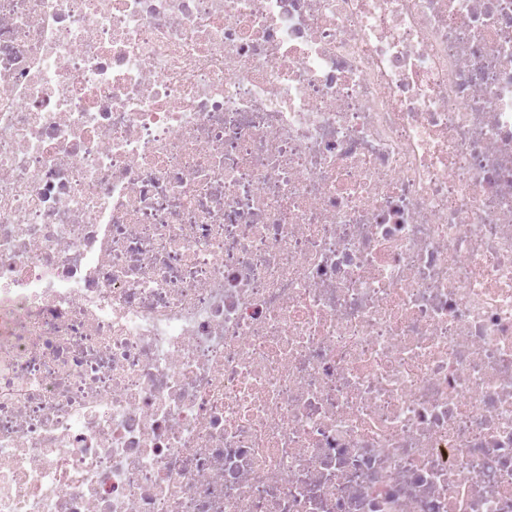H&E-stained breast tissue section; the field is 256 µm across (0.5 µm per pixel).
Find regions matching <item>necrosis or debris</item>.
<instances>
[{
	"label": "necrosis or debris",
	"instance_id": "1",
	"mask_svg": "<svg viewBox=\"0 0 512 512\" xmlns=\"http://www.w3.org/2000/svg\"><path fill=\"white\" fill-rule=\"evenodd\" d=\"M0 512H512V0H0Z\"/></svg>",
	"mask_w": 512,
	"mask_h": 512
}]
</instances>
